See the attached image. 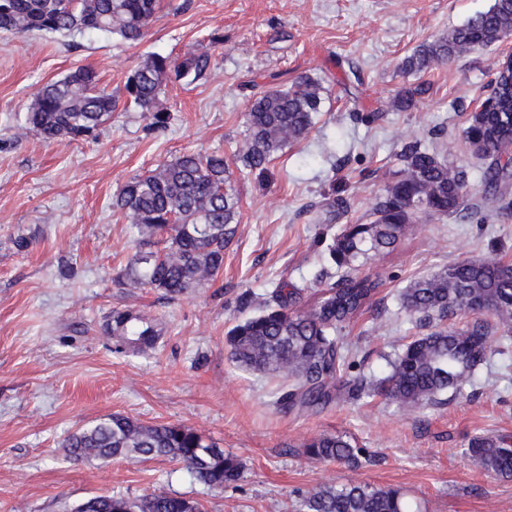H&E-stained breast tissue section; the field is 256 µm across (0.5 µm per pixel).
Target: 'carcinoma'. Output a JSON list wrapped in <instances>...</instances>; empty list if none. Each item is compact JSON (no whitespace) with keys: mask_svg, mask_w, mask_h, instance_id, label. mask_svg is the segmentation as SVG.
<instances>
[{"mask_svg":"<svg viewBox=\"0 0 512 512\" xmlns=\"http://www.w3.org/2000/svg\"><path fill=\"white\" fill-rule=\"evenodd\" d=\"M159 0H0V32H45L62 36L107 33L127 42L141 40ZM512 34V0L490 7L430 42L409 57L410 74L453 60ZM210 66L205 53L172 58L152 54L128 76L127 103L144 112L157 129L169 114L158 106L169 83L197 79ZM272 87L249 82L245 111L246 146L239 162L261 173L272 157L306 135L323 101L321 80L308 75L292 81L273 74ZM489 86L495 104L473 112L463 130L474 157L486 163L483 181L488 200L501 213L512 212V196L501 186L512 181V86L497 68ZM430 90L425 82L405 90L393 102L409 109ZM118 100L99 88L96 73L79 67L43 86L30 101L24 132L50 142L92 137L112 119ZM402 169L372 208L370 221L347 224L334 238L330 255L346 268L339 282L322 290L306 310L291 308L297 292L282 283L260 304L257 314L239 322L228 335L230 354L242 368L289 381L276 392L275 404L286 410L324 408L341 399L358 400L377 392L405 411L438 402V396H463L471 376L492 356V334L499 345L512 339V264L494 257L450 263L403 289V310L429 332L416 337L390 361V372L371 381L363 375L344 379L347 361L336 329L369 308L379 282L361 269L371 258L395 247L407 225L420 216H454L468 221L477 209L464 198V171L416 142L399 154ZM232 173L220 153H184L132 178L112 199V209L129 224L137 250L120 276L130 289L155 288L178 296L215 281L224 267V248L236 233L238 196ZM101 332L135 356L156 352L162 335L158 319L139 309H116ZM73 460L123 456L133 463L156 457L182 462L195 480L220 487L235 480L241 463L182 424H141L112 414L71 433L62 443ZM317 462L356 464L361 449L341 436H321L305 445ZM464 452L501 478H512V438L475 436ZM302 512H420L399 491L351 482L301 496ZM75 512H202L201 504L164 492L136 499L93 497Z\"/></svg>","mask_w":512,"mask_h":512,"instance_id":"cac0c4a2","label":"carcinoma"}]
</instances>
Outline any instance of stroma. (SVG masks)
<instances>
[{
  "instance_id": "1",
  "label": "stroma",
  "mask_w": 512,
  "mask_h": 512,
  "mask_svg": "<svg viewBox=\"0 0 512 512\" xmlns=\"http://www.w3.org/2000/svg\"><path fill=\"white\" fill-rule=\"evenodd\" d=\"M492 0H160L145 38L74 40L0 33V512H71L89 498L177 494L203 512H295L296 494L365 482L397 488L423 512H512V479L465 454L477 435L512 436V349L481 366L465 396L409 415L384 396L334 402L305 413L274 404L279 380L240 369L229 330L252 315L245 294L263 298L279 282L311 306L343 271L329 258L339 229L365 216L399 168L403 145L419 141L467 172L464 193L480 217H423L394 250L362 274L379 280L370 308L343 324L346 375H384L387 358L422 334L399 295L419 275L473 254L512 262V214L483 197L481 165L462 141L468 115L512 36L422 75L402 61ZM220 30L223 44L209 40ZM207 53V74L170 83L156 130L142 112L118 105L96 139L50 143L17 134L45 83L80 66L122 95L127 76L153 53ZM323 81L322 110L304 137L274 155L264 174L243 175V84L270 73ZM431 91L408 110L393 100L418 81ZM186 151L221 152L239 198L238 229L224 268L208 287L177 297L130 290L118 278L135 251L112 198L132 177ZM343 200L347 211L330 217ZM30 246L18 250L17 237ZM150 311L163 337L154 356L134 357L103 336L115 307ZM119 413L141 423L190 426L242 465L237 481L211 490L180 462L157 458L70 460L63 440ZM342 435L370 460L353 468L313 462L305 442Z\"/></svg>"
}]
</instances>
